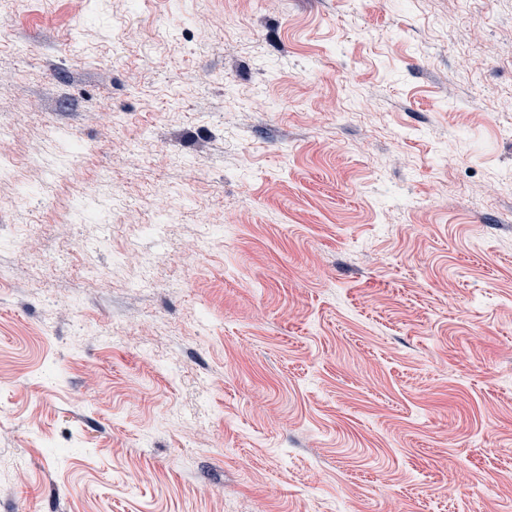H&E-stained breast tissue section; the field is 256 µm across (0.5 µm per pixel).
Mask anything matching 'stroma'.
Segmentation results:
<instances>
[{
    "mask_svg": "<svg viewBox=\"0 0 512 512\" xmlns=\"http://www.w3.org/2000/svg\"><path fill=\"white\" fill-rule=\"evenodd\" d=\"M0 129V512H512V0H0Z\"/></svg>",
    "mask_w": 512,
    "mask_h": 512,
    "instance_id": "1",
    "label": "stroma"
}]
</instances>
